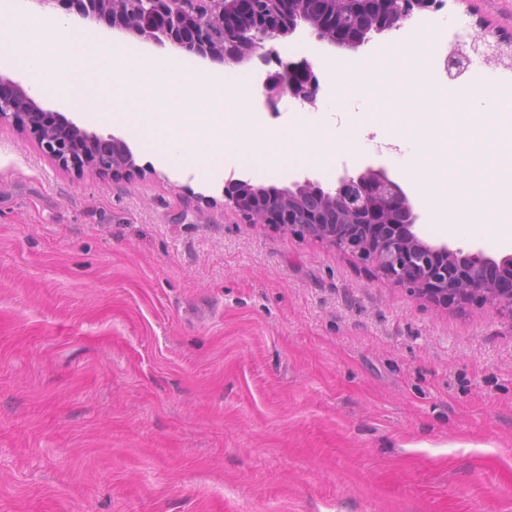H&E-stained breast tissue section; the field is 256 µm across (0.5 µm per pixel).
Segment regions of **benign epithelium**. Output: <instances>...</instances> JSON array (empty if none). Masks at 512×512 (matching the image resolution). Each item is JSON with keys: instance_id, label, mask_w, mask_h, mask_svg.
<instances>
[{"instance_id": "1", "label": "benign epithelium", "mask_w": 512, "mask_h": 512, "mask_svg": "<svg viewBox=\"0 0 512 512\" xmlns=\"http://www.w3.org/2000/svg\"><path fill=\"white\" fill-rule=\"evenodd\" d=\"M55 1L84 19L102 21L114 30L134 34L156 46L165 43L218 63L253 56L279 70L259 82L264 105L276 110L288 97L315 106L320 88L314 65L284 61L270 43L309 24L291 14V0H39ZM382 15L397 7L407 16L425 9L426 0H368ZM221 33L213 44L209 34ZM374 26L362 33L341 28L315 33L318 41L356 50L368 44ZM0 123L31 135L61 167L112 178L140 171L129 145L115 135L82 127L62 112L43 110L17 82L0 76ZM225 206L250 223L267 225L301 239L324 243L355 259L374 276L409 290L440 309L491 303L512 319V253L495 259L481 249L431 244L417 231L419 215L403 189L381 168L368 167L353 176L343 173L334 188L323 189L308 178L278 190L265 202L264 188L230 171L224 178Z\"/></svg>"}]
</instances>
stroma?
Segmentation results:
<instances>
[{
    "instance_id": "stroma-1",
    "label": "stroma",
    "mask_w": 512,
    "mask_h": 512,
    "mask_svg": "<svg viewBox=\"0 0 512 512\" xmlns=\"http://www.w3.org/2000/svg\"><path fill=\"white\" fill-rule=\"evenodd\" d=\"M488 40L512 0H444ZM139 174L0 125V512H512V319L247 223L161 149L199 103L76 71ZM397 171L379 140L264 187Z\"/></svg>"
}]
</instances>
